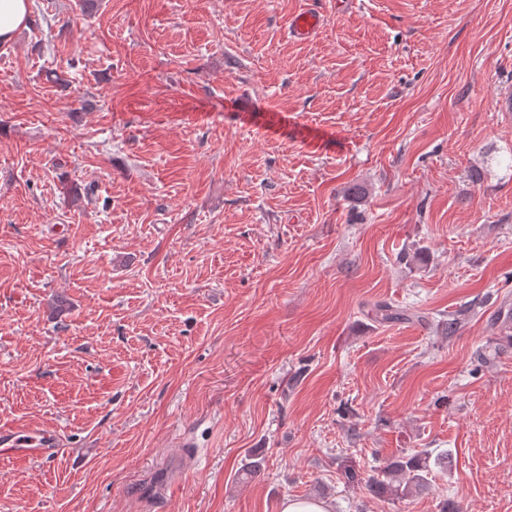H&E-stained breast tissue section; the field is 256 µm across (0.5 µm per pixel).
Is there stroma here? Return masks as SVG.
Instances as JSON below:
<instances>
[{
	"label": "stroma",
	"mask_w": 512,
	"mask_h": 512,
	"mask_svg": "<svg viewBox=\"0 0 512 512\" xmlns=\"http://www.w3.org/2000/svg\"><path fill=\"white\" fill-rule=\"evenodd\" d=\"M505 93L512 0H33L0 45V429L60 446L0 459V512H512ZM423 449L426 494L371 490ZM323 23V16L314 10H303L295 14L289 25L288 33L296 39L307 40L314 37ZM375 318L380 322L409 321L423 316L416 315L410 308L399 307L389 301L381 300L374 304ZM0 456L16 463L33 459L47 460L57 454L59 440L56 433L48 429L11 427L0 430Z\"/></svg>",
	"instance_id": "obj_1"
}]
</instances>
